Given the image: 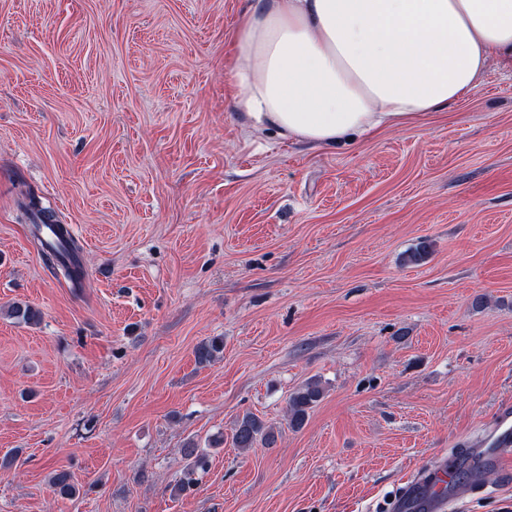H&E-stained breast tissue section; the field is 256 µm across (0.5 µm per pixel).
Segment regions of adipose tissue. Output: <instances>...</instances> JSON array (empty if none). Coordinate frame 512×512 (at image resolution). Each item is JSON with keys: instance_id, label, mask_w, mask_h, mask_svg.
Wrapping results in <instances>:
<instances>
[{"instance_id": "1", "label": "adipose tissue", "mask_w": 512, "mask_h": 512, "mask_svg": "<svg viewBox=\"0 0 512 512\" xmlns=\"http://www.w3.org/2000/svg\"><path fill=\"white\" fill-rule=\"evenodd\" d=\"M233 45L248 134L331 148L474 91L512 58V0H250Z\"/></svg>"}]
</instances>
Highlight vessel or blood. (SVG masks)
<instances>
[{
	"label": "vessel or blood",
	"instance_id": "obj_1",
	"mask_svg": "<svg viewBox=\"0 0 512 512\" xmlns=\"http://www.w3.org/2000/svg\"><path fill=\"white\" fill-rule=\"evenodd\" d=\"M468 445L486 467L499 469L512 463V405H501L487 433L469 440ZM470 490L458 478L453 461L441 457L408 481L395 508L397 512H443L449 496Z\"/></svg>",
	"mask_w": 512,
	"mask_h": 512
}]
</instances>
